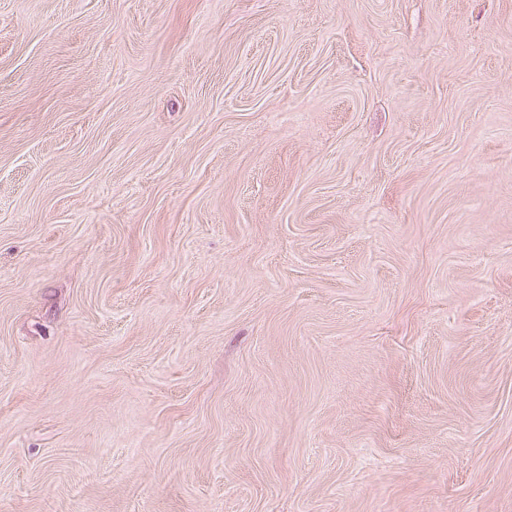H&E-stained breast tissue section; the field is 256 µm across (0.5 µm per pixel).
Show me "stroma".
I'll return each instance as SVG.
<instances>
[{"mask_svg": "<svg viewBox=\"0 0 512 512\" xmlns=\"http://www.w3.org/2000/svg\"><path fill=\"white\" fill-rule=\"evenodd\" d=\"M0 512H512V0H0Z\"/></svg>", "mask_w": 512, "mask_h": 512, "instance_id": "1", "label": "stroma"}]
</instances>
